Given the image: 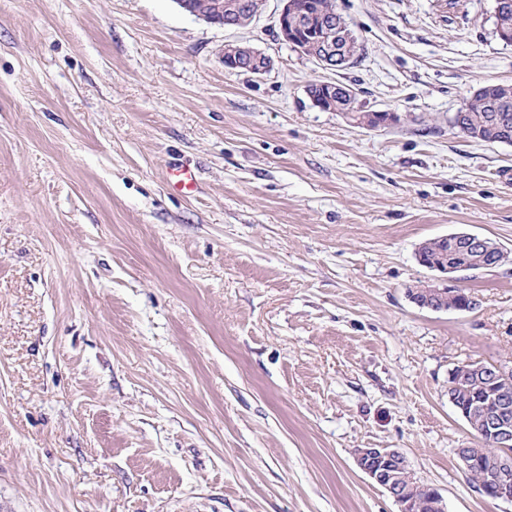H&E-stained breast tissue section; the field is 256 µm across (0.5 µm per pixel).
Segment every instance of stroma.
<instances>
[{
  "label": "stroma",
  "mask_w": 512,
  "mask_h": 512,
  "mask_svg": "<svg viewBox=\"0 0 512 512\" xmlns=\"http://www.w3.org/2000/svg\"><path fill=\"white\" fill-rule=\"evenodd\" d=\"M493 5L336 0L361 51L325 70L279 0L234 29L0 0V512H398L358 448L403 452L447 512H512L448 399L454 365L512 361V262L459 280L469 312L406 294L425 240L512 255V145L451 125L512 84ZM228 43L270 70L227 71ZM316 81L399 121L355 127ZM196 184V174L190 167L179 165L169 170L168 185L178 192L188 194L196 188Z\"/></svg>",
  "instance_id": "stroma-1"
}]
</instances>
